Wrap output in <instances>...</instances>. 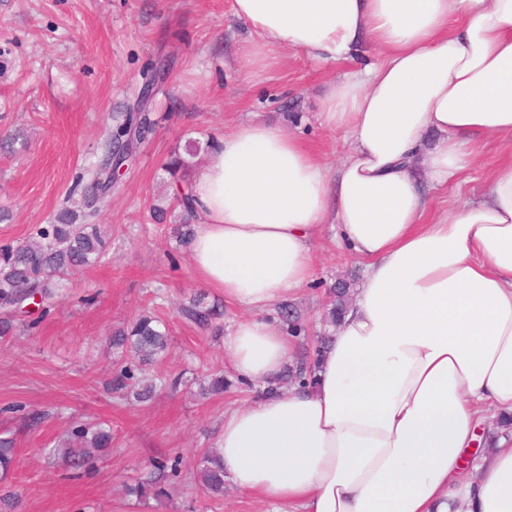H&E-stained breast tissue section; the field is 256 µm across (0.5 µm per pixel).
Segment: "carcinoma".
<instances>
[{
    "mask_svg": "<svg viewBox=\"0 0 512 512\" xmlns=\"http://www.w3.org/2000/svg\"><path fill=\"white\" fill-rule=\"evenodd\" d=\"M148 102L137 101V111L124 112L115 118V125L108 132L98 163L78 177L75 188L81 189L83 203L92 209L112 189L116 176L112 175V149L129 145L135 140L143 143L154 131V123L146 112ZM179 233L181 241L188 242L194 236L196 214L191 186H185V194L179 196ZM87 214L62 210L54 220L36 230V235L18 242L0 246V337L7 336L19 317L26 314L25 304L40 296L45 303L56 296L60 281L65 277L99 262L106 251V239L99 225L80 221ZM349 289L342 286L333 289V299L325 312V320L334 325L348 304ZM181 315L198 328L221 330L219 321L224 319V309L218 304L206 306L192 299L179 308ZM168 344V333L160 328L154 316L143 314L130 325L112 331V348L134 351L140 365L156 362L159 353ZM322 345L313 354L288 365L284 380L288 385H305L312 382ZM136 367L124 365L117 369L113 385L118 390L127 388L128 381L135 379ZM69 438L84 444L82 448L67 451L70 467L87 472L97 468V463L112 447V433L102 426L78 425L71 429ZM15 462L14 440L0 439V472L6 473ZM183 458L176 455L164 460L151 461L146 471L132 488L141 499L169 498L170 482L179 477ZM204 490L212 494H224V469L219 452L206 449L197 464ZM21 493L7 490L0 494V512H17Z\"/></svg>",
    "mask_w": 512,
    "mask_h": 512,
    "instance_id": "obj_1",
    "label": "carcinoma"
}]
</instances>
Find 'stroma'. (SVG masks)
I'll return each instance as SVG.
<instances>
[{
	"label": "stroma",
	"instance_id": "stroma-1",
	"mask_svg": "<svg viewBox=\"0 0 512 512\" xmlns=\"http://www.w3.org/2000/svg\"><path fill=\"white\" fill-rule=\"evenodd\" d=\"M249 28L232 14V0H0V245L19 242L65 208L76 209L78 175L94 163L112 114L128 111L156 64L168 74L150 109L154 133L94 218L108 233L107 252L78 272L32 328L0 338V437L15 440L16 463L0 489H21L20 512H276L275 505L225 480L224 494L204 493L196 461L215 447L225 412L260 399L262 380L232 369L223 335L202 332L177 308L185 297L219 301L195 278L188 247L173 235V220L155 223L152 206L172 208L179 183L166 159L198 147L190 172L208 160L209 141L247 122H274L329 167L348 145L318 121L320 102L351 71L321 67L303 53L282 50L249 74L237 51ZM512 147L487 142L462 181L429 192L434 219L477 198L489 169ZM311 281L287 298L309 335L322 329L328 291L340 281L363 282L364 263L323 225L313 242ZM166 321L167 352L137 371L146 382L178 378L176 391L139 403L113 390L118 359L113 329L140 314ZM223 374V394L197 395L198 379ZM43 413L36 428L29 411ZM112 431V455L95 474L73 479L59 449L74 422ZM180 453L185 461L171 498L143 502L132 488L149 460Z\"/></svg>",
	"mask_w": 512,
	"mask_h": 512
}]
</instances>
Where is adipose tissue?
Returning <instances> with one entry per match:
<instances>
[{"instance_id": "adipose-tissue-1", "label": "adipose tissue", "mask_w": 512, "mask_h": 512, "mask_svg": "<svg viewBox=\"0 0 512 512\" xmlns=\"http://www.w3.org/2000/svg\"><path fill=\"white\" fill-rule=\"evenodd\" d=\"M248 70L284 48L327 65L379 60L322 99L350 144L336 172L277 124L220 138L197 172L199 282L255 310L224 346L271 380L290 343L259 318L308 283L321 226L364 260L313 385L230 411L218 438L241 491L278 512H512V442L466 455L482 417H512V157L475 200L427 220L425 189L458 183L512 138V0H233Z\"/></svg>"}]
</instances>
